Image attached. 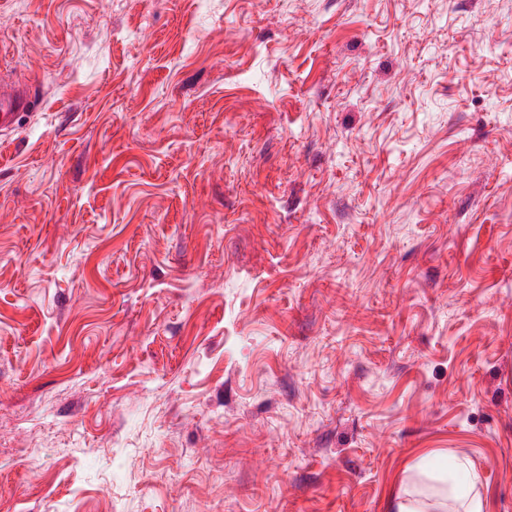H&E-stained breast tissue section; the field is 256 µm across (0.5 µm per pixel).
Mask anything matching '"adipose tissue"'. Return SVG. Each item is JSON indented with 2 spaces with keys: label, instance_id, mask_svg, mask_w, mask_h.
Returning <instances> with one entry per match:
<instances>
[{
  "label": "adipose tissue",
  "instance_id": "1",
  "mask_svg": "<svg viewBox=\"0 0 512 512\" xmlns=\"http://www.w3.org/2000/svg\"><path fill=\"white\" fill-rule=\"evenodd\" d=\"M454 469L465 473V482L443 478L425 490L400 487L389 496L385 512H490L488 496L477 488V475L461 461Z\"/></svg>",
  "mask_w": 512,
  "mask_h": 512
}]
</instances>
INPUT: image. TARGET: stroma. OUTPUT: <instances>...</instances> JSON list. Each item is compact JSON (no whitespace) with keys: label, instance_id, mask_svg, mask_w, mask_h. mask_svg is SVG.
<instances>
[{"label":"stroma","instance_id":"1","mask_svg":"<svg viewBox=\"0 0 512 512\" xmlns=\"http://www.w3.org/2000/svg\"><path fill=\"white\" fill-rule=\"evenodd\" d=\"M0 512H512V0H0ZM32 101L26 85L1 77L0 79V131L11 129L21 112L31 108ZM454 470L466 475L464 487L457 479L448 483L446 476L426 490L403 486L389 496L385 512H490L488 496L477 489V475L462 461L455 463Z\"/></svg>","mask_w":512,"mask_h":512}]
</instances>
